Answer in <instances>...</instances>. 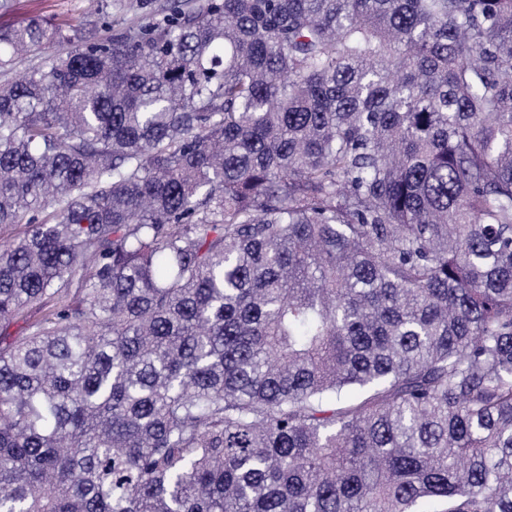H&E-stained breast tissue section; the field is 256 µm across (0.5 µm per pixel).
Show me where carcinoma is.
Masks as SVG:
<instances>
[{"mask_svg":"<svg viewBox=\"0 0 512 512\" xmlns=\"http://www.w3.org/2000/svg\"><path fill=\"white\" fill-rule=\"evenodd\" d=\"M104 32L0 27V512H512V0Z\"/></svg>","mask_w":512,"mask_h":512,"instance_id":"carcinoma-1","label":"carcinoma"}]
</instances>
